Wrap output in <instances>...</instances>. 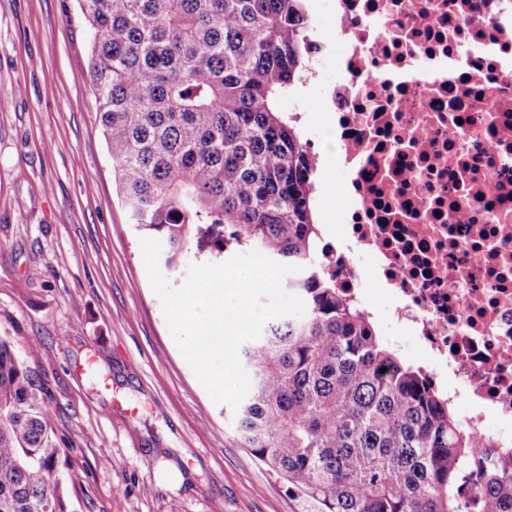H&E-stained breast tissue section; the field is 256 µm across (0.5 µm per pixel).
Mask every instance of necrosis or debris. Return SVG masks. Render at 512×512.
Wrapping results in <instances>:
<instances>
[{"label": "necrosis or debris", "instance_id": "4bbe7bcc", "mask_svg": "<svg viewBox=\"0 0 512 512\" xmlns=\"http://www.w3.org/2000/svg\"><path fill=\"white\" fill-rule=\"evenodd\" d=\"M317 50L349 177L326 268L362 299L367 255L465 423L512 447V0H336Z\"/></svg>", "mask_w": 512, "mask_h": 512}]
</instances>
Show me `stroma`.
Instances as JSON below:
<instances>
[{
  "label": "stroma",
  "mask_w": 512,
  "mask_h": 512,
  "mask_svg": "<svg viewBox=\"0 0 512 512\" xmlns=\"http://www.w3.org/2000/svg\"><path fill=\"white\" fill-rule=\"evenodd\" d=\"M90 39L76 0H0V336L56 405L74 512H304L287 483L239 440L179 351L143 260L141 233L112 187L91 89ZM283 101L305 137L329 109V55ZM325 239L347 177H314ZM384 343L416 363V338ZM42 345L29 356L32 339ZM180 475L167 481L164 470Z\"/></svg>",
  "instance_id": "1"
}]
</instances>
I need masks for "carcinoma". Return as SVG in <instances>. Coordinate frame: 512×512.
Instances as JSON below:
<instances>
[{"label": "carcinoma", "mask_w": 512, "mask_h": 512, "mask_svg": "<svg viewBox=\"0 0 512 512\" xmlns=\"http://www.w3.org/2000/svg\"><path fill=\"white\" fill-rule=\"evenodd\" d=\"M77 2L112 181L164 264L194 246L301 267L284 287L305 314L240 348L244 447L310 512H512V448L467 428L324 270L313 170L280 106L313 57L306 0ZM55 411L0 337V512H73Z\"/></svg>", "instance_id": "cac0c4a2"}]
</instances>
